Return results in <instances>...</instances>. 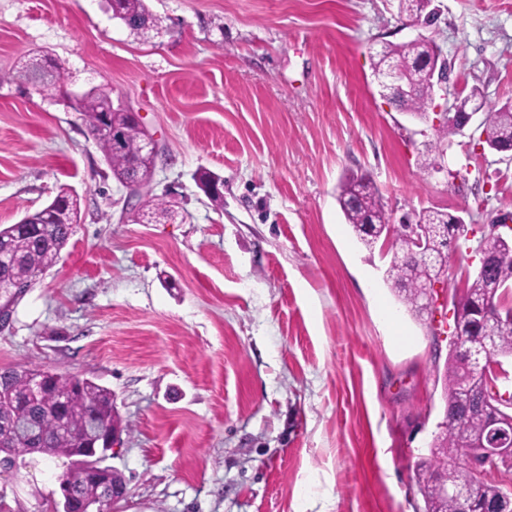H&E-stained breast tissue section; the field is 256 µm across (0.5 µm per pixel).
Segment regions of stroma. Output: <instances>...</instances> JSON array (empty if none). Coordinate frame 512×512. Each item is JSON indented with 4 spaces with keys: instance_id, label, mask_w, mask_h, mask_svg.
Returning a JSON list of instances; mask_svg holds the SVG:
<instances>
[{
    "instance_id": "stroma-1",
    "label": "stroma",
    "mask_w": 512,
    "mask_h": 512,
    "mask_svg": "<svg viewBox=\"0 0 512 512\" xmlns=\"http://www.w3.org/2000/svg\"><path fill=\"white\" fill-rule=\"evenodd\" d=\"M428 33L455 102H512V0H434ZM134 31L103 0H0V225L59 187L83 199L54 266L0 328V368L40 365L111 389L114 512H423L415 464L444 419L434 338L386 283L336 201L368 176L392 222L438 208L512 214V162L466 129L425 166L431 117L380 97L369 50L415 35L399 0H146ZM51 54L62 90L19 77ZM106 89L158 140L149 196L125 189L66 95ZM218 176L224 206L195 180ZM71 458L0 471V512H55Z\"/></svg>"
}]
</instances>
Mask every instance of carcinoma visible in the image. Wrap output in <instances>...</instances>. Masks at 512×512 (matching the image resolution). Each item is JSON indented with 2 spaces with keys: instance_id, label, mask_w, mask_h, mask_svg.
<instances>
[{
  "instance_id": "cac0c4a2",
  "label": "carcinoma",
  "mask_w": 512,
  "mask_h": 512,
  "mask_svg": "<svg viewBox=\"0 0 512 512\" xmlns=\"http://www.w3.org/2000/svg\"><path fill=\"white\" fill-rule=\"evenodd\" d=\"M401 12L406 16H420L430 24L435 14L427 12L430 0H400ZM112 16L132 30H141L153 23L145 0H116ZM372 70L389 64L401 66L409 80L419 86L415 97L398 101L410 112H423L431 95L423 85L418 65L424 60H441L440 48L433 38L423 36L403 44L385 42L371 54ZM24 76L44 87H55L64 80V72L56 60L49 57L40 64L34 56L26 65ZM110 101L103 89L85 94L76 111L80 112L87 133L92 135L103 124L125 129L126 147L121 153L112 151L106 139L96 140L113 177L121 182L139 157L143 130L122 108L102 111ZM485 127L490 142L512 143V103L485 112ZM337 201L348 224L365 246L372 248L391 238L400 248L391 257L386 281L407 309L421 316L422 283L436 276L440 267L448 266L451 246L467 236L464 224H454L451 215L437 209H423L415 214L421 232L427 237L434 255V264L425 265L413 252L414 246L403 227L389 223L382 193L370 180L347 177L338 187ZM27 222L0 227L13 257L4 266V276L25 291L33 286L36 272L54 267L62 250L74 235L80 223V200L66 187L59 188L52 200V212L43 218L40 211L25 215ZM477 247L500 259L490 264L482 274L468 284L464 296L454 302V325L461 328L465 351L456 344L449 345L444 364L443 384L448 390L445 401L446 422L433 439L429 457L417 464V487L424 502V512H455L453 498H445L443 480L450 486L465 487L470 472L461 458L466 446L481 439L490 407L486 405L480 387L475 382L479 362L488 356L512 358V320L507 313L489 324L480 322L476 308L483 301L503 302L512 295V240L489 232L477 241ZM44 373L41 366L22 369H0V388L14 393L18 402L0 415V452L7 456H21L27 449L36 448L49 456L74 458L81 453L97 429L122 431L116 416L112 391L90 379L75 376H52L37 394L29 393V380ZM77 503L96 500L101 491L90 465L84 461L62 477Z\"/></svg>"
}]
</instances>
